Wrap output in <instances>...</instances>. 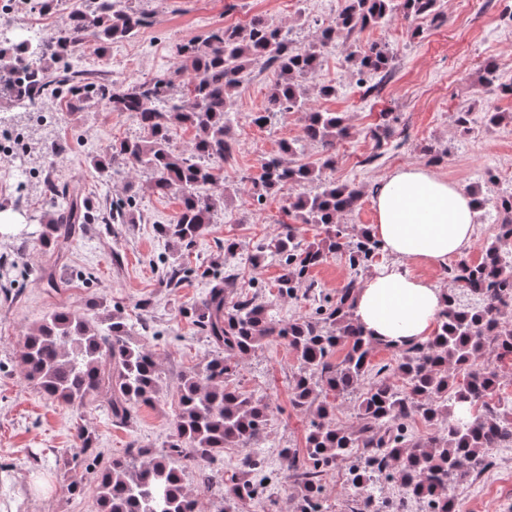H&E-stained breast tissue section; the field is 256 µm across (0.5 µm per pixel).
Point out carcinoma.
<instances>
[{
	"mask_svg": "<svg viewBox=\"0 0 512 512\" xmlns=\"http://www.w3.org/2000/svg\"><path fill=\"white\" fill-rule=\"evenodd\" d=\"M440 0H345L336 26L322 30L309 48L296 50L290 42L267 37L268 21L253 18L245 28H221L176 48L178 69L150 81L116 84L80 82L66 65L76 47L92 39L104 50L112 42L135 35L149 16L128 6V0H91V7L71 11L68 25L53 41H25L17 47L0 42V74L22 69L28 73V97L33 102H64L81 112L90 103H104L113 112L134 116L144 130L137 139L112 143L106 155L93 158L98 173L112 177L113 165L147 169L151 188L159 194L177 191L182 209L160 228L175 244H192L211 224L224 196L204 194L224 183V162L235 147L232 111L236 90L255 66L273 69L277 78L268 92L267 114L304 113V140L321 147L322 158L298 164L291 157L298 148L286 144L282 153L260 161L253 184L265 190L288 187L294 191L313 181L335 161L336 145L350 135L346 119L336 112L310 111L304 82L314 77L322 54L332 44L331 34L375 25L397 10L407 19L440 17ZM365 94L380 93L383 83H367V76L389 72L390 59L381 48L350 54ZM192 128L187 149L172 144V127ZM47 144L33 159L41 163L54 154L55 132L32 130ZM66 205L43 219L38 241L53 262L40 271L54 292L69 287L57 275L68 257L76 226L93 224L96 211L77 184L62 185ZM361 192L346 185L324 182L320 191L290 197V209L305 224H322L326 238L305 247L296 228L261 244L251 256L254 264L276 258L285 272L278 283L282 296H293L307 272L331 254H344L358 271L369 266L381 250L368 229L349 238L340 218L352 210ZM506 243L500 234L484 246L477 264L463 262L449 277L450 305L434 335L409 346L394 348L396 367L373 369L371 355L377 341L353 314L360 283L351 277L336 289V300L316 316L281 323L270 305L255 299L229 301L227 280L216 282L202 302L200 323L213 347L212 358L178 379V410L168 445L153 454L130 448L128 456L114 457L100 473L101 512H186L193 498L184 483L189 453L200 452L209 465L199 485L224 503L221 512H239L240 503L253 496L248 476L262 470L252 453L262 440L269 403L255 398L236 382L239 361L271 339H284L295 353L299 370L293 376L291 403L310 414L304 451L285 448L291 459L298 500L295 512H330L323 496L322 475L356 454L360 461L349 472V483L362 485L374 497L373 512H387L380 482L392 468L400 484L426 502L431 512H455L448 485H459L480 475L490 465L489 449L512 443V400H494L512 366V312L494 302L512 297V264L505 261ZM343 352L335 357L337 352ZM20 362L25 377L48 398L73 407L90 397L110 393L113 418L125 423L131 408L155 401L161 376L153 355L137 341L123 318L100 301L80 310L46 315L23 336ZM359 394L358 424H336L333 399ZM417 416L430 432L414 437L404 432L405 421ZM226 448L243 452L240 469L227 474L212 468Z\"/></svg>",
	"mask_w": 512,
	"mask_h": 512,
	"instance_id": "cac0c4a2",
	"label": "carcinoma"
}]
</instances>
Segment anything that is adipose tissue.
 Segmentation results:
<instances>
[{
    "mask_svg": "<svg viewBox=\"0 0 512 512\" xmlns=\"http://www.w3.org/2000/svg\"><path fill=\"white\" fill-rule=\"evenodd\" d=\"M377 222L371 233L390 261L367 276L354 314L373 339L398 344L430 336L447 306V293L413 265L446 267L473 244L477 206L455 182L422 166L383 177L374 195Z\"/></svg>",
    "mask_w": 512,
    "mask_h": 512,
    "instance_id": "ef3b65f1",
    "label": "adipose tissue"
}]
</instances>
